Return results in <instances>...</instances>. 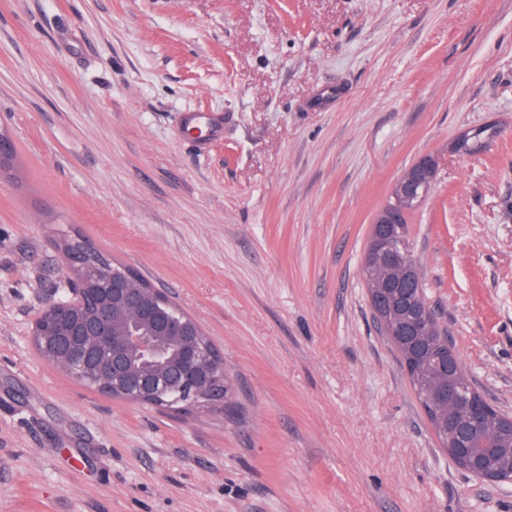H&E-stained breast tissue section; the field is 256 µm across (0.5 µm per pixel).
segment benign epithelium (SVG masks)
Here are the masks:
<instances>
[{"label":"benign epithelium","mask_w":512,"mask_h":512,"mask_svg":"<svg viewBox=\"0 0 512 512\" xmlns=\"http://www.w3.org/2000/svg\"><path fill=\"white\" fill-rule=\"evenodd\" d=\"M437 177V161L432 155L420 157L402 176L401 191L391 196L377 212L371 230L373 249L368 262L395 266L398 254L391 243L382 239L381 229L395 224L402 210L418 207L430 193ZM73 253L67 257L68 272L76 274L82 256L91 257L96 248L80 235L71 236ZM94 297V316L76 321L75 314ZM163 293L143 288L131 278L108 277L99 272L64 301L46 305L38 315L33 334L45 346L63 350L69 337L80 336L87 348L96 353L99 368L97 388L114 398L143 403L162 391L177 392L175 401L166 403L174 409L216 408L224 405V359L212 351L191 331L188 321L171 323L163 309ZM152 325L163 334L176 336L181 344L179 361L164 365V386L158 388L153 365L163 361V352L143 325ZM141 359L142 367H131L132 358Z\"/></svg>","instance_id":"1"}]
</instances>
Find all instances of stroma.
<instances>
[{
    "label": "stroma",
    "mask_w": 512,
    "mask_h": 512,
    "mask_svg": "<svg viewBox=\"0 0 512 512\" xmlns=\"http://www.w3.org/2000/svg\"><path fill=\"white\" fill-rule=\"evenodd\" d=\"M212 111L196 152L180 117ZM0 127V512H512V483L438 444L360 275L434 155L413 254L512 417V0H0ZM73 233L196 320L232 414L118 400L39 354ZM224 113L222 112H188L182 117L185 127L197 130L201 134L194 142L198 152H204L210 140L224 130Z\"/></svg>",
    "instance_id": "1"
}]
</instances>
